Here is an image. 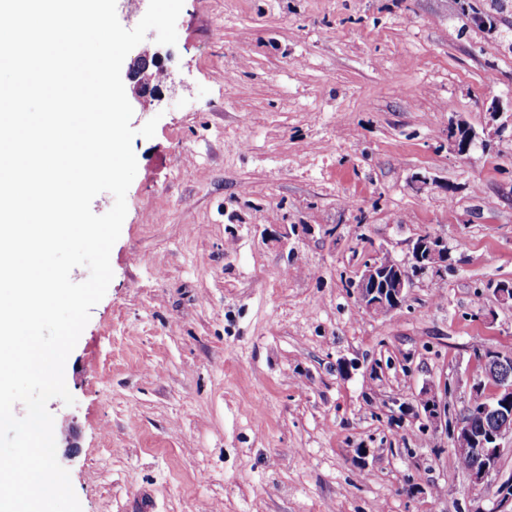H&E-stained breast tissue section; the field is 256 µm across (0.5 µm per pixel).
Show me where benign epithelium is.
<instances>
[{"label":"benign epithelium","instance_id":"7a95c632","mask_svg":"<svg viewBox=\"0 0 512 512\" xmlns=\"http://www.w3.org/2000/svg\"><path fill=\"white\" fill-rule=\"evenodd\" d=\"M133 93L153 97L152 73L147 56L138 55L130 67ZM476 135L459 125L449 142L454 153L464 157L476 145ZM448 243L438 235L424 234L411 241L410 260L393 258L386 247L374 250L363 262L355 282L357 299L366 310L386 313L389 303L401 304L416 279L427 276L443 280L448 274ZM496 301H512V281L488 285ZM481 373L473 384L475 397L463 416L450 417L448 390L424 392L419 399L427 423L449 433L453 451L475 458L468 470L471 485L484 484L495 470L503 452L512 447V355L486 346L474 353Z\"/></svg>","mask_w":512,"mask_h":512}]
</instances>
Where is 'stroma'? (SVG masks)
<instances>
[{
  "label": "stroma",
  "mask_w": 512,
  "mask_h": 512,
  "mask_svg": "<svg viewBox=\"0 0 512 512\" xmlns=\"http://www.w3.org/2000/svg\"><path fill=\"white\" fill-rule=\"evenodd\" d=\"M176 29L141 44L156 132L48 404L82 512H502L512 454L472 488L417 407L463 413L474 349L512 352V0H184ZM425 233L447 278L364 309L366 256ZM476 135L465 125H458L450 137L449 142L454 153L459 157H464L470 153L476 145Z\"/></svg>",
  "instance_id": "stroma-1"
}]
</instances>
